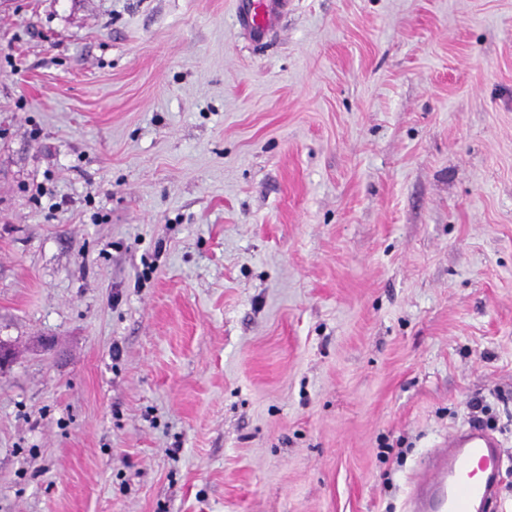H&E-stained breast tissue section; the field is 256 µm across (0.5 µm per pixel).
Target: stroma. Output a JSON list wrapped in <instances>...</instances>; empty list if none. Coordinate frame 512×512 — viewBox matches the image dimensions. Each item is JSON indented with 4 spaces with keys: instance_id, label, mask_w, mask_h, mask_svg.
<instances>
[{
    "instance_id": "35a3bbf8",
    "label": "stroma",
    "mask_w": 512,
    "mask_h": 512,
    "mask_svg": "<svg viewBox=\"0 0 512 512\" xmlns=\"http://www.w3.org/2000/svg\"><path fill=\"white\" fill-rule=\"evenodd\" d=\"M0 342V512H512V0H0ZM287 7L288 0H238L237 21L251 36L261 39ZM501 445L479 425L448 432L410 486L408 512H491Z\"/></svg>"
}]
</instances>
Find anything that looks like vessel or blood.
Returning a JSON list of instances; mask_svg holds the SVG:
<instances>
[{"mask_svg":"<svg viewBox=\"0 0 512 512\" xmlns=\"http://www.w3.org/2000/svg\"><path fill=\"white\" fill-rule=\"evenodd\" d=\"M287 6L288 0H238L237 21L260 39ZM500 463V443L487 429L449 432L411 484L407 512H493Z\"/></svg>","mask_w":512,"mask_h":512,"instance_id":"obj_1","label":"vessel or blood"}]
</instances>
